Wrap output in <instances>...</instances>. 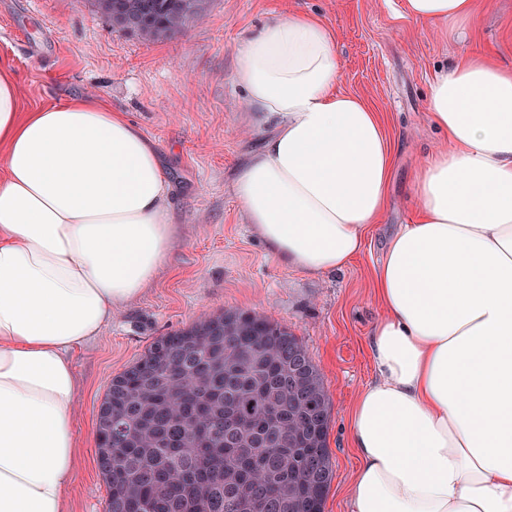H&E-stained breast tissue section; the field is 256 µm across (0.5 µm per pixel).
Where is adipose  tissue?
I'll return each instance as SVG.
<instances>
[{"instance_id": "adipose-tissue-1", "label": "adipose tissue", "mask_w": 512, "mask_h": 512, "mask_svg": "<svg viewBox=\"0 0 512 512\" xmlns=\"http://www.w3.org/2000/svg\"><path fill=\"white\" fill-rule=\"evenodd\" d=\"M417 23L474 0H404ZM316 16L248 38L234 71L261 146L232 184L281 265L320 276L359 255L383 213L394 144L336 88ZM447 140L414 170L416 215L376 271L375 379L350 413L348 512H512V67L473 56L430 85ZM156 143L91 95L31 112L0 68V512H67L79 466L70 352L163 267L176 234Z\"/></svg>"}]
</instances>
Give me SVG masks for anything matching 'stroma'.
Wrapping results in <instances>:
<instances>
[{"label": "stroma", "mask_w": 512, "mask_h": 512, "mask_svg": "<svg viewBox=\"0 0 512 512\" xmlns=\"http://www.w3.org/2000/svg\"><path fill=\"white\" fill-rule=\"evenodd\" d=\"M475 9L469 26L423 25L401 16L400 0H208L204 17L146 42L92 12L88 0H0V66L15 74L24 109L87 93L125 113L159 148L178 229L154 283L71 353L82 456L68 512H104L96 418L112 377L153 338L229 308L288 327L320 370L333 468L323 512H347L356 466L350 410L374 377L369 338L381 316L374 275L391 233L412 219L416 163L443 144L429 121L430 83L452 57L483 53L512 66V0H475ZM286 12L316 15L331 29L342 61L338 89L380 112L396 146L380 223L360 256L325 276L281 266L251 232L231 189L240 163L267 134L247 122L234 82L237 53Z\"/></svg>", "instance_id": "obj_1"}]
</instances>
